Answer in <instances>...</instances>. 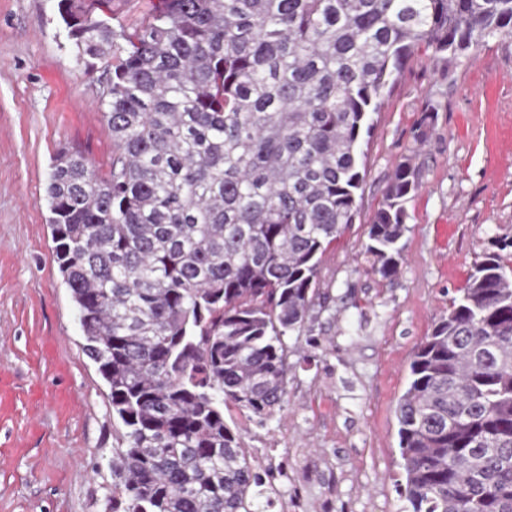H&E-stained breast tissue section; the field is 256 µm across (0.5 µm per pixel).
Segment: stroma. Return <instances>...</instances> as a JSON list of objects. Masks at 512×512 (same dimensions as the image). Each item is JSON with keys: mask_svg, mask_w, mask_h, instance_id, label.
<instances>
[{"mask_svg": "<svg viewBox=\"0 0 512 512\" xmlns=\"http://www.w3.org/2000/svg\"><path fill=\"white\" fill-rule=\"evenodd\" d=\"M58 3L0 0V512H101L115 444L48 226L57 156L80 152L104 175L113 150L98 62L77 57ZM360 149L359 215L320 267L330 299L312 333L286 339L288 401L262 426L231 412L247 451L278 469L288 512H401L395 409L410 356L476 263L512 266V40L447 62L419 48ZM406 156L420 189L386 280L364 250Z\"/></svg>", "mask_w": 512, "mask_h": 512, "instance_id": "stroma-1", "label": "stroma"}]
</instances>
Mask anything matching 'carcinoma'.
Here are the masks:
<instances>
[{
  "instance_id": "1",
  "label": "carcinoma",
  "mask_w": 512,
  "mask_h": 512,
  "mask_svg": "<svg viewBox=\"0 0 512 512\" xmlns=\"http://www.w3.org/2000/svg\"><path fill=\"white\" fill-rule=\"evenodd\" d=\"M103 62L105 176L48 178L58 270L117 425L104 512H269V469L224 410L287 403L284 337L326 302L322 258L358 215L371 113L422 44L439 58L512 39V0H157L131 32L112 0H60ZM394 168L365 254L398 275ZM396 418L402 512H512V269L475 266L416 347Z\"/></svg>"
}]
</instances>
